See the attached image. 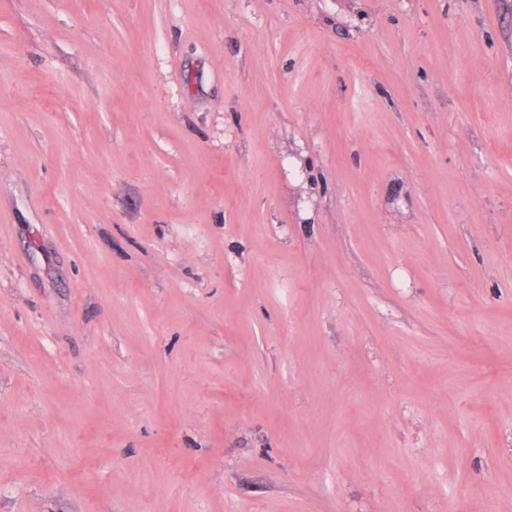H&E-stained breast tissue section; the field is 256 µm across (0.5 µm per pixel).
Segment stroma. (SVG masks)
Listing matches in <instances>:
<instances>
[{
	"mask_svg": "<svg viewBox=\"0 0 512 512\" xmlns=\"http://www.w3.org/2000/svg\"><path fill=\"white\" fill-rule=\"evenodd\" d=\"M512 512V0H0V512Z\"/></svg>",
	"mask_w": 512,
	"mask_h": 512,
	"instance_id": "stroma-1",
	"label": "stroma"
}]
</instances>
